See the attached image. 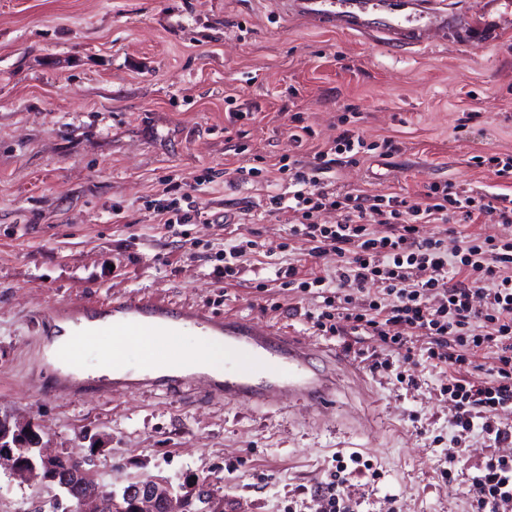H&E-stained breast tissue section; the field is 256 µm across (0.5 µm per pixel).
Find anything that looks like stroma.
Masks as SVG:
<instances>
[{
	"label": "stroma",
	"instance_id": "stroma-1",
	"mask_svg": "<svg viewBox=\"0 0 512 512\" xmlns=\"http://www.w3.org/2000/svg\"><path fill=\"white\" fill-rule=\"evenodd\" d=\"M233 112L243 120L230 122ZM311 132L294 141L290 117ZM367 140H394L390 157L338 168L337 186L417 195L436 182L512 194V180L473 156L512 154V31L490 46L452 38L396 53L381 41L282 15L275 0H0V412L34 421L50 447L95 455L98 475L122 492L149 476L173 490L208 477L224 512H309L336 452H357L382 474L358 483L365 512H467L466 490L491 450L467 439L468 460L443 484L453 436L446 375L421 360L395 374L342 371L366 336L306 330L312 297L277 290L264 307L246 286H224L203 257L224 246L214 224L249 223L271 188L228 182L235 150L313 156L344 116ZM200 213L188 238L159 233L155 202L167 183ZM194 304L272 323L320 349L340 373L329 407L225 403L191 377L181 394L122 395L47 374L45 323L58 307L115 295ZM301 312L290 315L292 307ZM46 488L0 473V512H25Z\"/></svg>",
	"mask_w": 512,
	"mask_h": 512
}]
</instances>
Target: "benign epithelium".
Returning <instances> with one entry per match:
<instances>
[{
	"label": "benign epithelium",
	"mask_w": 512,
	"mask_h": 512,
	"mask_svg": "<svg viewBox=\"0 0 512 512\" xmlns=\"http://www.w3.org/2000/svg\"><path fill=\"white\" fill-rule=\"evenodd\" d=\"M93 464L94 460L87 457L79 460L77 467H71L62 453L45 451L33 421L0 415V469L28 482L57 489L49 500L54 512H112L110 494L87 483L88 467ZM74 484L86 488L76 500L65 493ZM167 496L168 483L159 478L135 481L126 487L127 498L154 512L166 504Z\"/></svg>",
	"instance_id": "1"
}]
</instances>
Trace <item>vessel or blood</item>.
Returning <instances> with one entry per match:
<instances>
[{"label":"vessel or blood","instance_id":"b4317fda","mask_svg":"<svg viewBox=\"0 0 512 512\" xmlns=\"http://www.w3.org/2000/svg\"><path fill=\"white\" fill-rule=\"evenodd\" d=\"M279 9L326 29L384 40L395 48L422 47L429 44L431 35L450 30L461 41L484 45L512 29V0H478L475 9L463 17L449 9L447 0H280ZM100 314L105 317L96 329L100 336L119 337L136 329L162 336L189 328L223 337L224 376L209 378L208 387L223 394L225 402L276 406L288 397L323 407L335 396L334 374L315 370L313 354L299 338L266 323L123 296L100 311L83 302L71 303L61 307L57 317L79 326ZM157 362L153 355L142 358L147 373L138 379V386L183 388L184 379L178 375L152 378L149 370Z\"/></svg>","mask_w":512,"mask_h":512}]
</instances>
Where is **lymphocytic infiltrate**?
I'll list each match as a JSON object with an SVG mask.
<instances>
[{
	"instance_id": "1",
	"label": "lymphocytic infiltrate",
	"mask_w": 512,
	"mask_h": 512,
	"mask_svg": "<svg viewBox=\"0 0 512 512\" xmlns=\"http://www.w3.org/2000/svg\"><path fill=\"white\" fill-rule=\"evenodd\" d=\"M391 139L367 141L346 128L311 158L284 157L271 167L239 165L232 181L261 178L277 186L261 207L263 216L289 213L287 242L308 245L303 264L275 272L280 287L297 296L310 295L314 308L303 314L310 330L322 336H367L382 355L372 371L387 372L412 358V343L421 339L432 367L447 373L439 390L452 413L454 435L445 484L465 457V442L480 433L496 451L482 463L467 491L469 512H512V239L479 233L425 234L428 224H511L512 195H471L450 182L435 183L418 198L397 194L347 191L328 181L342 165L365 156L398 152ZM156 207L164 233L179 234L199 215L188 193L171 185ZM335 213L332 224L319 223L322 212ZM263 246L242 235L214 255L212 275L225 284L241 283ZM335 258L333 272L323 262ZM492 354L491 377H480L473 361L478 352ZM380 479L371 461L359 453L336 454L327 478L314 491L313 512H362L350 489L354 479Z\"/></svg>"
}]
</instances>
